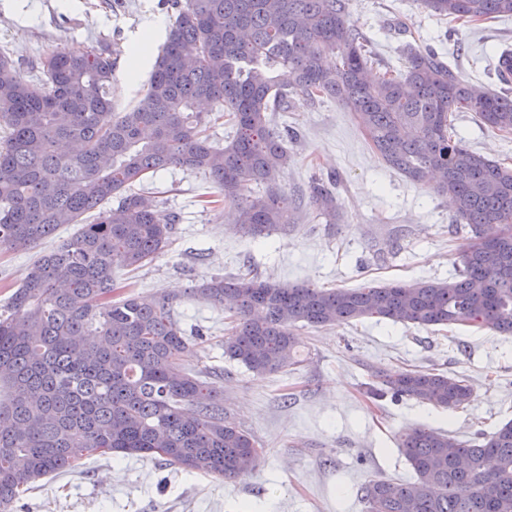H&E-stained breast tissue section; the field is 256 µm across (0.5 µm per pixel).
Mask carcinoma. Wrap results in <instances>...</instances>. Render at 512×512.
Listing matches in <instances>:
<instances>
[{
    "instance_id": "cac0c4a2",
    "label": "carcinoma",
    "mask_w": 512,
    "mask_h": 512,
    "mask_svg": "<svg viewBox=\"0 0 512 512\" xmlns=\"http://www.w3.org/2000/svg\"><path fill=\"white\" fill-rule=\"evenodd\" d=\"M453 19L512 16V0H418ZM175 23L147 89L115 112L106 49L57 50L21 76L0 51V247L34 248L65 224L97 219L32 264L0 312V512L42 479L95 453L139 455L219 481L256 470L262 449L224 420V390L189 370L191 339L164 295L112 300L115 269L150 264L176 218L132 189L170 167L202 173L236 204L253 238L294 223L278 186L292 160L276 114L294 96L332 99L354 113L385 164L448 199L465 234L455 276L359 288L282 286L252 272L189 289L231 313L224 355L257 375L298 363L294 329L377 317L430 329L463 324L512 335V169L451 135L452 113L477 114L512 134V90L474 85L430 48L407 45L395 75L370 71L372 43L347 20L349 0H174ZM336 54V66L323 64ZM217 104L235 127L212 145ZM254 185L259 191L246 195ZM336 181L315 180L310 204L336 220ZM510 232L483 241L482 229ZM387 393L457 409L474 387L464 376L404 368L376 375ZM415 482L375 477L365 512H512V422L462 442L432 428L400 438Z\"/></svg>"
}]
</instances>
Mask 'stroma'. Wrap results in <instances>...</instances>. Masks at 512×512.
Here are the masks:
<instances>
[{"mask_svg": "<svg viewBox=\"0 0 512 512\" xmlns=\"http://www.w3.org/2000/svg\"><path fill=\"white\" fill-rule=\"evenodd\" d=\"M155 20L174 23L168 0H0V47L24 64L45 52L109 45L112 100L124 112L144 93L143 81L127 75L130 51ZM348 21L372 41L378 75L401 67V48L410 42L433 48L461 78L494 87L496 53L512 47V16L466 23L423 12L416 0H350ZM282 120L296 133L280 177L299 204L295 224L251 238L230 221L223 193L199 174L172 168L140 185L161 217H175L170 245L138 271H115V298L168 295L186 335L203 333L187 363L219 374L225 417L262 448L259 467L222 482L151 458L96 454L22 495L13 512H365L360 488L369 479L417 478L397 447L403 433L431 427L465 441L512 420V336L464 325L424 329L369 319L300 327V364L263 376L225 358L227 312L187 293L202 280L250 269L283 285L331 289L456 271L462 241L451 232L447 199L385 165L354 113L298 96ZM453 123L471 149L512 167V136L470 112L454 113ZM314 176L337 180L335 223L316 217L308 202ZM38 251L0 249V307ZM402 368L464 375L474 398L448 411L365 395L371 371Z\"/></svg>", "mask_w": 512, "mask_h": 512, "instance_id": "1", "label": "stroma"}]
</instances>
